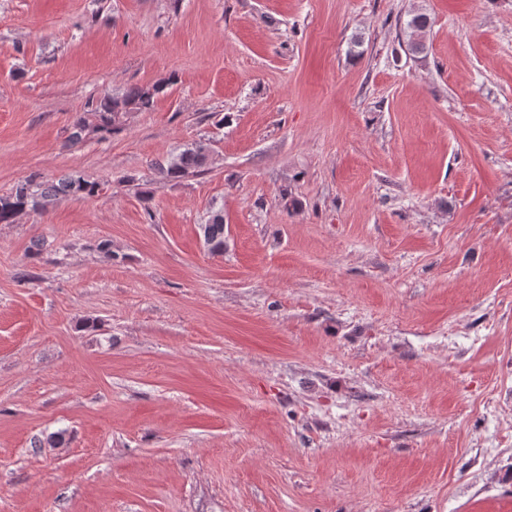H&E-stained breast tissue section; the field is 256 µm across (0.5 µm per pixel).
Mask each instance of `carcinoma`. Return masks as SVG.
I'll return each mask as SVG.
<instances>
[{"instance_id":"1","label":"carcinoma","mask_w":512,"mask_h":512,"mask_svg":"<svg viewBox=\"0 0 512 512\" xmlns=\"http://www.w3.org/2000/svg\"><path fill=\"white\" fill-rule=\"evenodd\" d=\"M430 25V18L424 13L410 15L405 23L408 37L424 32ZM165 84L151 87L134 85L120 95L100 96L91 110L95 127L109 132L121 124L130 112L149 110L154 98L163 91ZM210 155V147L203 142L192 143L174 155L167 164L159 166L160 172L169 179L185 178L203 170ZM98 186L83 178L65 175L57 181H40L33 175L18 182L10 192L0 194V224H12L16 218L28 212L45 210L47 203L58 197H93ZM205 246L215 254L224 252V214L217 211L200 226Z\"/></svg>"}]
</instances>
